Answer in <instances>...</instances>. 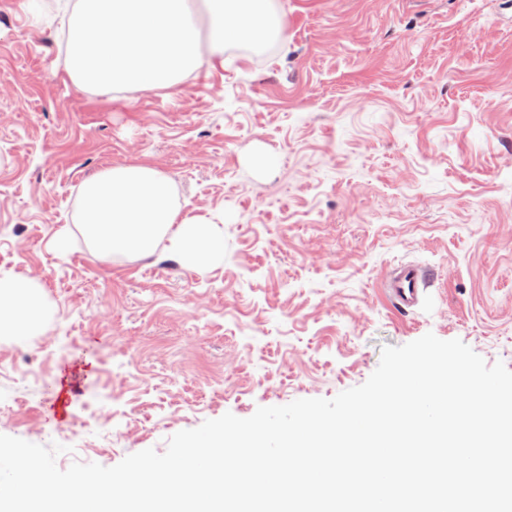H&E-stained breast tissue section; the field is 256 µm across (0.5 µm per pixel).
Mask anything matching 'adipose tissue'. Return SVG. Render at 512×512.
<instances>
[{
    "label": "adipose tissue",
    "instance_id": "ef3b65f1",
    "mask_svg": "<svg viewBox=\"0 0 512 512\" xmlns=\"http://www.w3.org/2000/svg\"><path fill=\"white\" fill-rule=\"evenodd\" d=\"M65 70L84 91L168 89L225 47L261 46L285 38L274 0H77L68 18ZM80 232L103 257L136 260L158 248L204 272L224 261L215 218L182 214L171 180L152 164L113 165L79 188L77 224L62 227L57 245ZM42 287L0 277V336L39 335L52 317Z\"/></svg>",
    "mask_w": 512,
    "mask_h": 512
}]
</instances>
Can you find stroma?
I'll return each instance as SVG.
<instances>
[{
  "instance_id": "stroma-1",
  "label": "stroma",
  "mask_w": 512,
  "mask_h": 512,
  "mask_svg": "<svg viewBox=\"0 0 512 512\" xmlns=\"http://www.w3.org/2000/svg\"><path fill=\"white\" fill-rule=\"evenodd\" d=\"M278 2L284 41L93 93L50 0H0V276L55 309L0 339V434L64 445L60 469L333 398L429 332L512 369V0ZM139 162L223 215L221 266L56 250L81 182ZM400 261L429 275L406 311L380 286Z\"/></svg>"
}]
</instances>
